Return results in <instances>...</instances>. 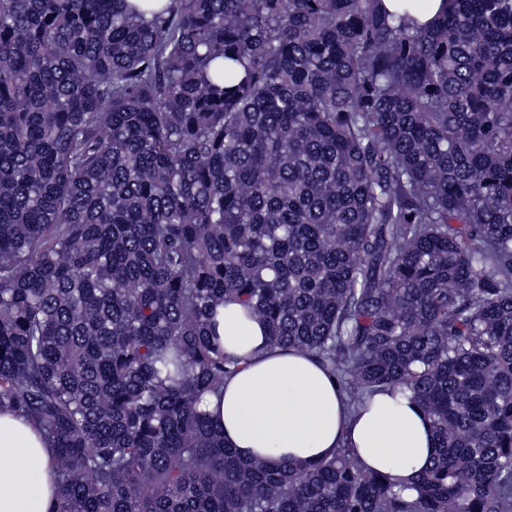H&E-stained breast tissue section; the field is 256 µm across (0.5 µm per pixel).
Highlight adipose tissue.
Here are the masks:
<instances>
[{"mask_svg": "<svg viewBox=\"0 0 512 512\" xmlns=\"http://www.w3.org/2000/svg\"><path fill=\"white\" fill-rule=\"evenodd\" d=\"M214 320L225 349L243 362L202 409L238 456L304 464L346 446L400 489L434 454L430 423L410 394L384 388L350 410L337 378L300 351L271 346L266 325L240 304L219 307ZM51 454L37 427L0 413V512H47Z\"/></svg>", "mask_w": 512, "mask_h": 512, "instance_id": "ef3b65f1", "label": "adipose tissue"}]
</instances>
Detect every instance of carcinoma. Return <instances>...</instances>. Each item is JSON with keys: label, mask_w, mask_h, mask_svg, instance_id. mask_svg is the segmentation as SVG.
Here are the masks:
<instances>
[{"label": "carcinoma", "mask_w": 512, "mask_h": 512, "mask_svg": "<svg viewBox=\"0 0 512 512\" xmlns=\"http://www.w3.org/2000/svg\"><path fill=\"white\" fill-rule=\"evenodd\" d=\"M379 2L0 0V412L48 512H512V0ZM228 301L411 394L414 499L224 444Z\"/></svg>", "instance_id": "1"}]
</instances>
